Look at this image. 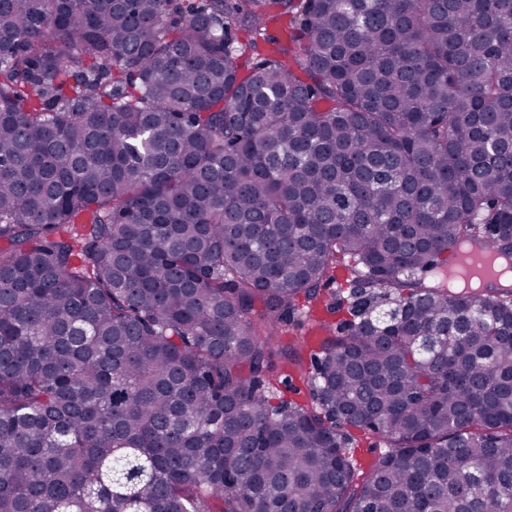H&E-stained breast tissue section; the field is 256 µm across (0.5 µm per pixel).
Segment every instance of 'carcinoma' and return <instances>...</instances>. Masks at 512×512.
<instances>
[{
  "mask_svg": "<svg viewBox=\"0 0 512 512\" xmlns=\"http://www.w3.org/2000/svg\"><path fill=\"white\" fill-rule=\"evenodd\" d=\"M480 236L512 0H0V512H512V290L442 273ZM302 302L347 318L300 403ZM357 439L355 448H350L355 462L363 469H366L371 463L380 458L387 450V442L377 436L365 434L361 431L348 429Z\"/></svg>",
  "mask_w": 512,
  "mask_h": 512,
  "instance_id": "carcinoma-1",
  "label": "carcinoma"
}]
</instances>
